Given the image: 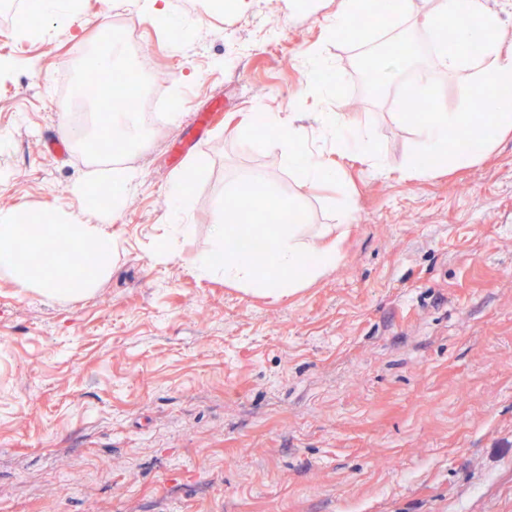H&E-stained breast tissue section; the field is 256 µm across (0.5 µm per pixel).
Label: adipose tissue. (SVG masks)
I'll return each instance as SVG.
<instances>
[{
    "label": "adipose tissue",
    "mask_w": 512,
    "mask_h": 512,
    "mask_svg": "<svg viewBox=\"0 0 512 512\" xmlns=\"http://www.w3.org/2000/svg\"><path fill=\"white\" fill-rule=\"evenodd\" d=\"M467 9L468 0H435L433 9L417 15L415 23L424 28L456 27L455 44H448L443 39L436 48L439 62L448 74L460 71L469 73L475 90L480 92L491 91L503 85L511 86L512 48H504L499 38L494 35L497 27L496 15L482 11L475 22L459 24V17ZM485 110L489 119L483 134L474 149L463 153L452 145L448 135L452 132L460 137L469 135L472 128L470 113L432 107L418 125L419 147L409 159V166L420 173L430 174L444 170L449 164L458 161L478 162L502 134L512 130V99L491 96ZM251 124L265 129L277 140L286 161L291 162L297 156H305L306 163L299 170V188L305 189L319 182L338 180V171L327 166L318 157L309 155L305 130L282 114L255 112L251 115ZM319 132L336 151L356 150L373 167H382L381 154L369 131L349 126L338 113H322ZM197 173L196 167L187 166L183 174L176 177L167 189L173 222L156 244L158 258H171L175 240L187 236L191 231L190 225L182 221V212L187 195L186 184Z\"/></svg>",
    "instance_id": "ef3b65f1"
}]
</instances>
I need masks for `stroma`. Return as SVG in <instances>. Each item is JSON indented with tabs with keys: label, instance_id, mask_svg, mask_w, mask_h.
I'll use <instances>...</instances> for the list:
<instances>
[{
	"label": "stroma",
	"instance_id": "stroma-1",
	"mask_svg": "<svg viewBox=\"0 0 512 512\" xmlns=\"http://www.w3.org/2000/svg\"><path fill=\"white\" fill-rule=\"evenodd\" d=\"M128 2L61 0L45 40L0 27V208L79 211L97 166L43 148L69 124L60 64ZM171 2L176 49L132 19L182 105L126 160L137 177L110 221L111 274L56 301L0 273V512H512V133L476 164L407 166L403 76L377 65L355 81L359 52L426 42L437 104L472 96L467 73L438 63L441 31L412 18L336 34L341 0H237L221 18L207 0ZM270 39L280 53L254 56ZM313 55L346 94L310 84ZM216 100L223 124L198 132L193 113ZM259 106L292 116L339 180L299 192L297 166L247 127ZM323 112L368 128L384 173L324 145ZM193 138L192 230L161 261L167 187ZM255 174L300 195L311 239L354 206L336 268L278 297L194 266L223 191Z\"/></svg>",
	"mask_w": 512,
	"mask_h": 512
}]
</instances>
